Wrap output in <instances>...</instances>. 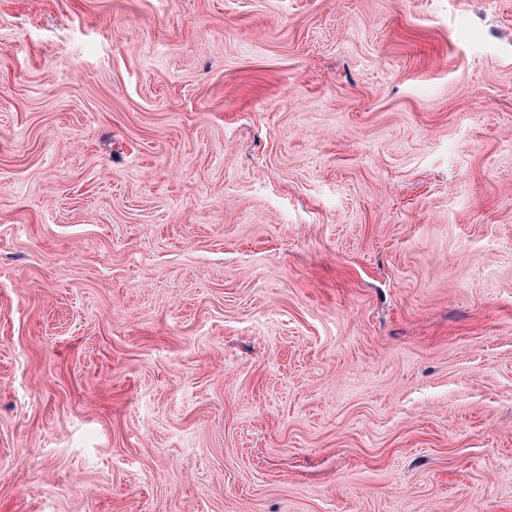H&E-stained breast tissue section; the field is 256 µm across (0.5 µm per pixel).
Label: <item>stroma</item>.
Instances as JSON below:
<instances>
[{
    "label": "stroma",
    "instance_id": "1",
    "mask_svg": "<svg viewBox=\"0 0 512 512\" xmlns=\"http://www.w3.org/2000/svg\"><path fill=\"white\" fill-rule=\"evenodd\" d=\"M0 512H512V0H0Z\"/></svg>",
    "mask_w": 512,
    "mask_h": 512
}]
</instances>
